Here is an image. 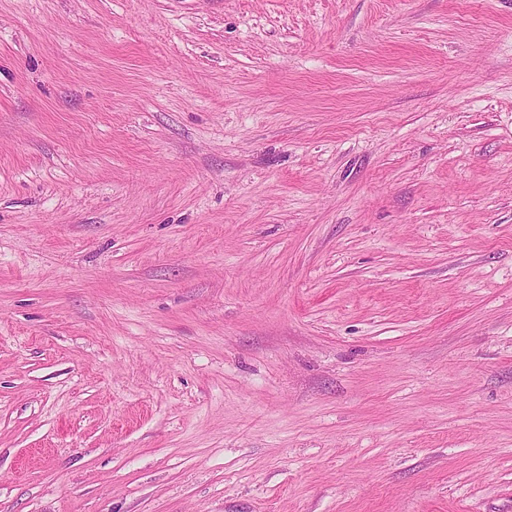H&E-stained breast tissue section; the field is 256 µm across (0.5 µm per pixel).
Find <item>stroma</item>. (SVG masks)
Returning <instances> with one entry per match:
<instances>
[{
    "mask_svg": "<svg viewBox=\"0 0 512 512\" xmlns=\"http://www.w3.org/2000/svg\"><path fill=\"white\" fill-rule=\"evenodd\" d=\"M0 512H512V0H0Z\"/></svg>",
    "mask_w": 512,
    "mask_h": 512,
    "instance_id": "35a3bbf8",
    "label": "stroma"
}]
</instances>
